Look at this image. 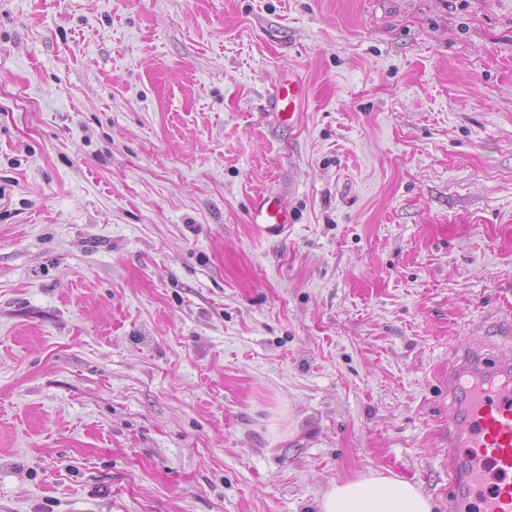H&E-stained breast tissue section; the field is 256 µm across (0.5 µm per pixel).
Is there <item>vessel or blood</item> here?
<instances>
[{
	"instance_id": "obj_1",
	"label": "vessel or blood",
	"mask_w": 512,
	"mask_h": 512,
	"mask_svg": "<svg viewBox=\"0 0 512 512\" xmlns=\"http://www.w3.org/2000/svg\"><path fill=\"white\" fill-rule=\"evenodd\" d=\"M306 88L280 76L270 101L278 125L292 127ZM249 223L277 236L295 216L278 195L252 196ZM449 512H512V355L463 352L448 367Z\"/></svg>"
}]
</instances>
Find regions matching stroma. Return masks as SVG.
<instances>
[{
    "label": "stroma",
    "instance_id": "1",
    "mask_svg": "<svg viewBox=\"0 0 512 512\" xmlns=\"http://www.w3.org/2000/svg\"><path fill=\"white\" fill-rule=\"evenodd\" d=\"M461 344L512 349V0H0V512H443ZM305 96V85L294 72L280 76L270 101V113L279 126L292 128L299 123L302 112L298 111ZM248 222L258 224L270 235H280L295 224V216L278 195L259 192L252 196L248 211ZM320 512H432L431 500L414 484L380 472L331 484Z\"/></svg>",
    "mask_w": 512,
    "mask_h": 512
}]
</instances>
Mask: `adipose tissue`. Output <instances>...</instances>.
Returning a JSON list of instances; mask_svg holds the SVG:
<instances>
[{
	"label": "adipose tissue",
	"mask_w": 512,
	"mask_h": 512,
	"mask_svg": "<svg viewBox=\"0 0 512 512\" xmlns=\"http://www.w3.org/2000/svg\"><path fill=\"white\" fill-rule=\"evenodd\" d=\"M320 512H432L433 505L414 484L376 472L330 485L319 501Z\"/></svg>",
	"instance_id": "obj_1"
}]
</instances>
